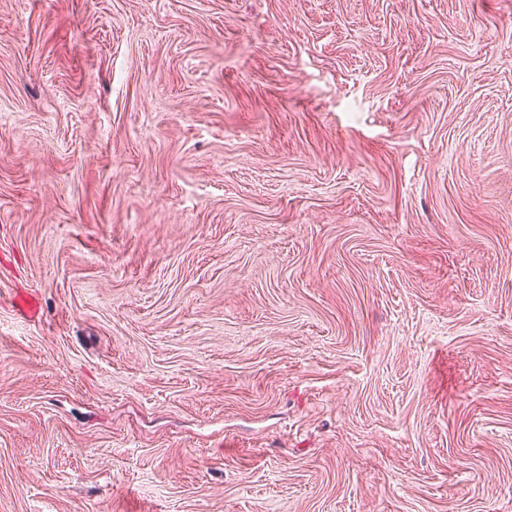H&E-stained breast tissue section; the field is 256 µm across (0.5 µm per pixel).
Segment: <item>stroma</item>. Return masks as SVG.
I'll return each instance as SVG.
<instances>
[{"instance_id": "stroma-1", "label": "stroma", "mask_w": 512, "mask_h": 512, "mask_svg": "<svg viewBox=\"0 0 512 512\" xmlns=\"http://www.w3.org/2000/svg\"><path fill=\"white\" fill-rule=\"evenodd\" d=\"M0 512H512V0H0Z\"/></svg>"}]
</instances>
